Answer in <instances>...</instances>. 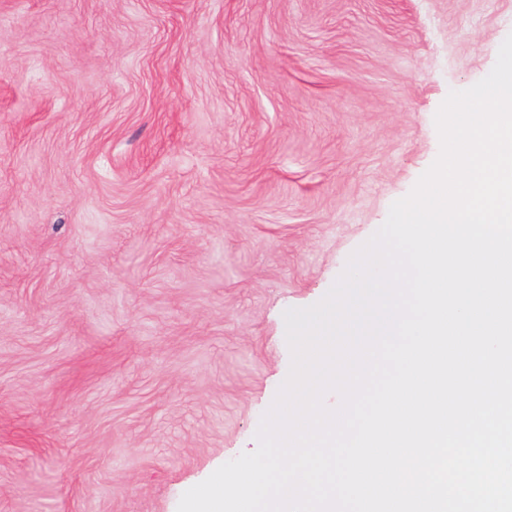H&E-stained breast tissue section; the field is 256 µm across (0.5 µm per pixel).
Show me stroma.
Returning a JSON list of instances; mask_svg holds the SVG:
<instances>
[{"label":"stroma","instance_id":"1","mask_svg":"<svg viewBox=\"0 0 512 512\" xmlns=\"http://www.w3.org/2000/svg\"><path fill=\"white\" fill-rule=\"evenodd\" d=\"M512 0H0V512H177L439 154Z\"/></svg>","mask_w":512,"mask_h":512}]
</instances>
